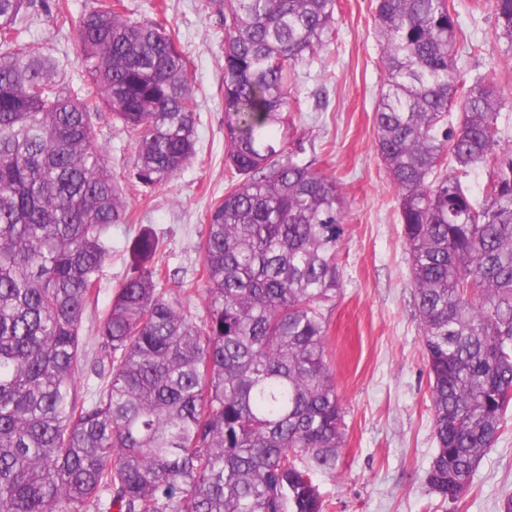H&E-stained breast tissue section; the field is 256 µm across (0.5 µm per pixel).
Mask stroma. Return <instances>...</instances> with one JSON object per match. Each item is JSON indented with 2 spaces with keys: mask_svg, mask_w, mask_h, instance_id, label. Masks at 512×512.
Segmentation results:
<instances>
[{
  "mask_svg": "<svg viewBox=\"0 0 512 512\" xmlns=\"http://www.w3.org/2000/svg\"><path fill=\"white\" fill-rule=\"evenodd\" d=\"M460 27L458 67L465 79L494 73L508 89L500 125L512 138V74L501 68L505 40L495 35L489 0H448ZM375 0H338L336 29L318 62L302 68L291 112L305 160L334 178L347 200L339 264L343 292L325 310L327 361L345 409V439L335 477L317 476L329 512H499L512 493V409L481 459L460 506L432 492L426 474L437 448L415 286L403 242L398 192L376 152L374 106L384 87ZM168 25L191 61L197 100L196 155L161 191L129 182L135 145L102 113L95 126L113 177L126 190L130 221L112 228V259L83 335L95 333L113 291L129 271V238L148 228L163 239L165 261L185 282L197 278L195 246L212 203L231 180L224 166V52L212 0H168Z\"/></svg>",
  "mask_w": 512,
  "mask_h": 512,
  "instance_id": "1",
  "label": "stroma"
}]
</instances>
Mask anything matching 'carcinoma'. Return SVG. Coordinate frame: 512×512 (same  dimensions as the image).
<instances>
[{"mask_svg":"<svg viewBox=\"0 0 512 512\" xmlns=\"http://www.w3.org/2000/svg\"><path fill=\"white\" fill-rule=\"evenodd\" d=\"M512 52V0H490ZM225 163L239 175L207 214L193 286L130 241V270L95 335L81 329L129 205L93 118L135 144L130 179L165 187L195 153L189 60L123 0L78 16L0 0V512H326L345 411L326 358L341 294L346 200L285 146L299 69L332 40L336 0H220ZM68 27V56L32 39ZM386 90L376 150L398 191L437 450L431 488L456 504L512 406V141L490 76L464 80L448 0H376ZM458 107V121L452 108ZM489 169L482 199L460 174Z\"/></svg>","mask_w":512,"mask_h":512,"instance_id":"carcinoma-1","label":"carcinoma"}]
</instances>
